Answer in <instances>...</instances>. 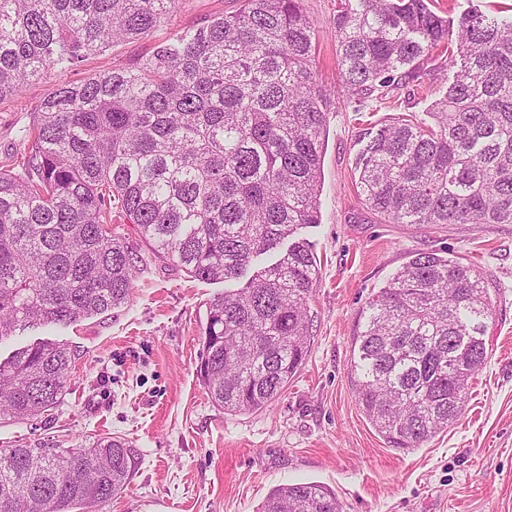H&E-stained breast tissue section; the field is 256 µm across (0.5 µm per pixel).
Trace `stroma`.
Segmentation results:
<instances>
[{
	"label": "stroma",
	"mask_w": 512,
	"mask_h": 512,
	"mask_svg": "<svg viewBox=\"0 0 512 512\" xmlns=\"http://www.w3.org/2000/svg\"><path fill=\"white\" fill-rule=\"evenodd\" d=\"M239 5L178 0L147 36L76 69L48 71L22 95L0 100V167L20 159V132L53 87L150 54L182 28ZM302 6L316 30V78L349 104L328 108L319 221L296 233L312 245L317 272L309 352L286 390L267 410L213 406L197 368L207 304L225 284L191 277L122 222L113 232L145 259L130 300L70 327L28 329L0 344L1 359L39 339L67 342L75 354L51 419L0 420V449L125 439L132 477L104 512H260L276 487L307 482L333 490L344 512H512V224H388L356 185L370 133L390 116L425 118L453 66L440 58L400 81L390 99L348 97L338 81L336 0ZM443 248L483 274L493 304L488 359L470 383L462 416L419 447L399 450L358 407L351 341L359 311L413 252Z\"/></svg>",
	"instance_id": "35a3bbf8"
}]
</instances>
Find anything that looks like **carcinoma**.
<instances>
[{
	"instance_id": "1",
	"label": "carcinoma",
	"mask_w": 512,
	"mask_h": 512,
	"mask_svg": "<svg viewBox=\"0 0 512 512\" xmlns=\"http://www.w3.org/2000/svg\"><path fill=\"white\" fill-rule=\"evenodd\" d=\"M435 0H340L338 81L385 97L429 56H459L428 119L385 120L358 160L368 207L389 224H512V17L477 8L456 24ZM176 0H0V99L49 69L78 67L159 26ZM302 0H241L150 55L64 83L21 135L20 170L0 168V343L68 327L126 303L144 258L112 233V209L156 252L203 280L236 281L208 303L200 377L226 412L275 402L310 346L316 261L299 240L318 223L331 91L312 67ZM492 302L481 272L412 254L359 312L350 383L391 446L416 448L462 415L486 365ZM74 356L41 340L0 361V418L54 409ZM126 442L0 451V512H102L127 484ZM262 512H343L310 482L271 492Z\"/></svg>"
}]
</instances>
